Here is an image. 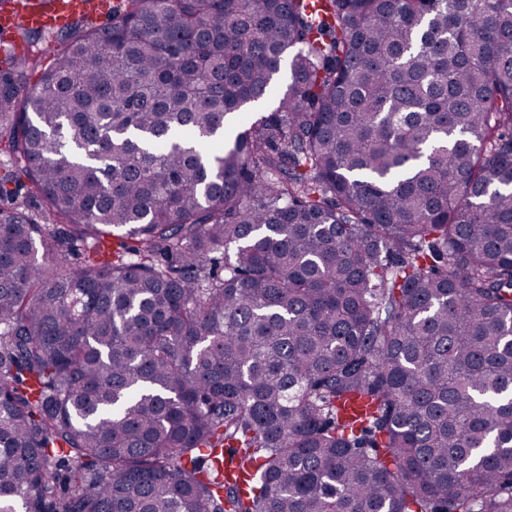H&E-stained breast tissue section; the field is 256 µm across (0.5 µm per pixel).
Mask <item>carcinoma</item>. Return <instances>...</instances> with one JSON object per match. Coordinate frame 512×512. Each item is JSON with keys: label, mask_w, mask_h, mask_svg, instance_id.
Masks as SVG:
<instances>
[{"label": "carcinoma", "mask_w": 512, "mask_h": 512, "mask_svg": "<svg viewBox=\"0 0 512 512\" xmlns=\"http://www.w3.org/2000/svg\"><path fill=\"white\" fill-rule=\"evenodd\" d=\"M11 34L0 512H512V0Z\"/></svg>", "instance_id": "carcinoma-1"}]
</instances>
